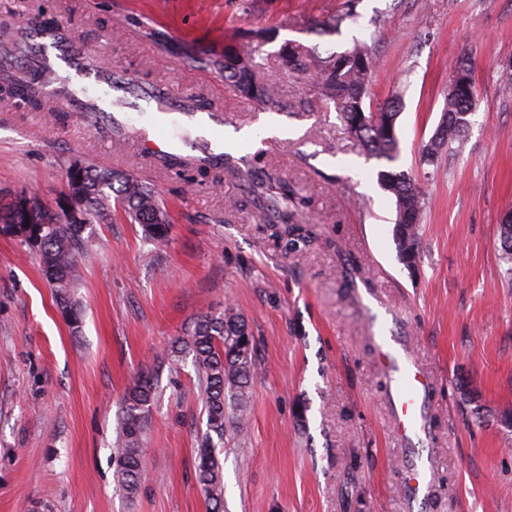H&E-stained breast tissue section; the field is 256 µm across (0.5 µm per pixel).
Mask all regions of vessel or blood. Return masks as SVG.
<instances>
[{"instance_id":"obj_1","label":"vessel or blood","mask_w":512,"mask_h":512,"mask_svg":"<svg viewBox=\"0 0 512 512\" xmlns=\"http://www.w3.org/2000/svg\"><path fill=\"white\" fill-rule=\"evenodd\" d=\"M17 34L33 49L41 69L53 75L52 81L44 86L45 93L76 112L93 107L100 117L98 135L111 140L112 109L122 95L121 89L112 82L111 66L103 58L89 54L69 27L49 31L31 22L18 29ZM161 100L166 101L167 107L158 112V119L174 114L193 118L206 132L224 124L215 113L196 114L189 96L173 95L161 88L151 89L144 105L150 108ZM137 142L142 153L157 158L168 154L172 146L169 136L160 135L153 125L138 128ZM373 343L394 385L391 423L403 440H411L422 427L420 396L429 387L430 380L412 360L397 355L393 337L379 333ZM430 488L431 475L418 449H406L404 489L407 499L413 502L425 499Z\"/></svg>"}]
</instances>
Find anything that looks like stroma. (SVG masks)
Segmentation results:
<instances>
[{
    "label": "stroma",
    "instance_id": "1",
    "mask_svg": "<svg viewBox=\"0 0 512 512\" xmlns=\"http://www.w3.org/2000/svg\"><path fill=\"white\" fill-rule=\"evenodd\" d=\"M341 3L0 0V20L67 21L133 80L208 99L234 159L223 182L184 194L134 140L110 148L80 115L0 112V200L32 190L56 200L79 160L139 176L173 218L162 243L120 215L87 227L96 255L74 295L76 336L35 258L0 234V512H210L196 481L204 385L191 363L164 357L201 315L227 307L254 337L258 375L245 433L220 455L224 512H410L370 339L373 300L431 380L418 442L434 472L429 512H512V428L500 420L512 409V286L496 249L512 210V97L500 92L512 78V0H359L358 22L332 37L309 32ZM257 27L278 31L259 51L264 73L284 95H306V111H264L223 72L170 52ZM366 38L379 60L372 100L400 102L396 167L427 191L412 269L393 236L395 199L377 183L384 162L361 151L313 82L280 68L283 42L322 53ZM465 58L479 106L461 147L434 169L421 147ZM258 166L312 198L309 246L291 252L273 236ZM153 366L146 465L127 498L113 482L121 402ZM463 383L474 404L462 401Z\"/></svg>",
    "mask_w": 512,
    "mask_h": 512
}]
</instances>
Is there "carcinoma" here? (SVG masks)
Instances as JSON below:
<instances>
[{"label": "carcinoma", "mask_w": 512, "mask_h": 512, "mask_svg": "<svg viewBox=\"0 0 512 512\" xmlns=\"http://www.w3.org/2000/svg\"><path fill=\"white\" fill-rule=\"evenodd\" d=\"M355 4L356 0H345L336 15L313 21L312 30L320 35L338 32L344 21L357 17ZM275 38L276 30L270 27L235 32L224 40V49L193 50L186 57L196 64L223 71L227 84L269 112L305 110L307 99L299 94L285 97L276 84L262 75L258 48ZM279 57L281 69L288 76L298 82L309 79L316 84L320 99L327 108L335 110L346 131L368 157L390 165L397 162L396 100L387 99L374 107L365 104V99L370 97L369 86L377 60L372 46L362 42L350 50L323 57L313 48L288 41L280 47ZM1 101L12 103L21 112L40 111L45 106L44 99L23 80L0 86ZM477 105L473 85L450 82L442 113L443 134L422 146L423 164L440 166L442 154L452 151L454 143L461 142L467 128L463 121ZM163 165L185 185L187 192L201 178L217 179L221 170L218 163L199 162L175 152L166 155ZM263 176L275 190L271 198L275 212L273 224L280 237L286 239L288 250L295 251L311 241V230L299 217L306 202L287 181L275 180L267 172ZM378 180L395 198L393 235L399 258L413 268L419 258L425 186L393 168L379 171ZM77 181L90 190L88 223L99 222L115 205L130 223L141 225L146 239L162 241L169 237L172 219L168 209L155 190L136 175L117 174L105 167L74 161L66 167L64 190L71 192ZM30 196L38 200L34 213L29 215L9 202L0 206V224L19 225L10 236L36 253L42 271L55 288L58 308L71 333L77 334L82 319L73 296L75 288L81 285L82 267L91 256V240L84 235V225L67 223L38 193L32 192ZM498 242L504 274L512 281V222L500 224ZM186 353L193 356L196 371L205 384L207 432L198 449L197 480L203 494L220 512L224 507V473L217 443L224 442L228 432L240 434L246 427L249 393L258 374L254 340L243 319L226 309L201 316L188 339L174 342L168 350L173 362ZM154 395L153 374L146 370L135 378L124 398L121 437L115 448L114 482L116 489L127 497L138 492L145 462L147 414Z\"/></svg>", "instance_id": "carcinoma-1"}]
</instances>
